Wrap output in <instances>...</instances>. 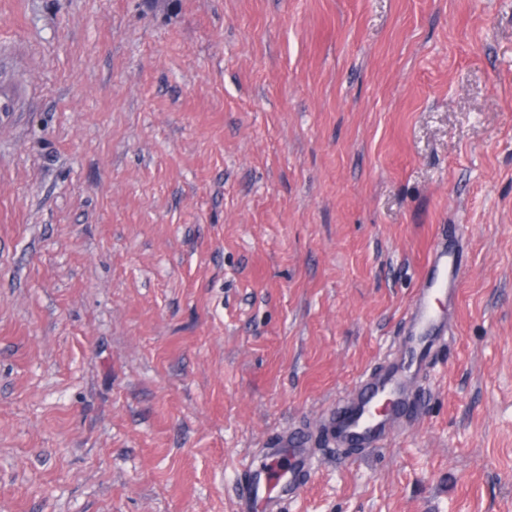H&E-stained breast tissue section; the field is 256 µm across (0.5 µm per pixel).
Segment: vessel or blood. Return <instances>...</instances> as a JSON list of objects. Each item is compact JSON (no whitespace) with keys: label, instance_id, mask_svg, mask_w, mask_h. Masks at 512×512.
<instances>
[{"label":"vessel or blood","instance_id":"1","mask_svg":"<svg viewBox=\"0 0 512 512\" xmlns=\"http://www.w3.org/2000/svg\"><path fill=\"white\" fill-rule=\"evenodd\" d=\"M459 254L447 235L436 238L427 259V271L406 310L405 336L381 367L370 372L325 416L329 436L337 447L366 450L384 447L399 422L416 409V392L427 377L434 356L448 341L445 321L432 306L435 291L456 295ZM387 401L378 412L379 401ZM260 462L236 478L239 512H284L311 476L312 451L301 433L284 434L272 447L262 449Z\"/></svg>","mask_w":512,"mask_h":512}]
</instances>
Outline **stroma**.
Segmentation results:
<instances>
[{
	"mask_svg": "<svg viewBox=\"0 0 512 512\" xmlns=\"http://www.w3.org/2000/svg\"><path fill=\"white\" fill-rule=\"evenodd\" d=\"M0 512H512V0H0ZM448 344L388 446L325 412L441 226ZM308 444L305 434L286 433L272 447L262 448L260 462L252 463L236 478L239 512H284L285 502L311 476L312 450Z\"/></svg>",
	"mask_w": 512,
	"mask_h": 512,
	"instance_id": "1",
	"label": "stroma"
}]
</instances>
